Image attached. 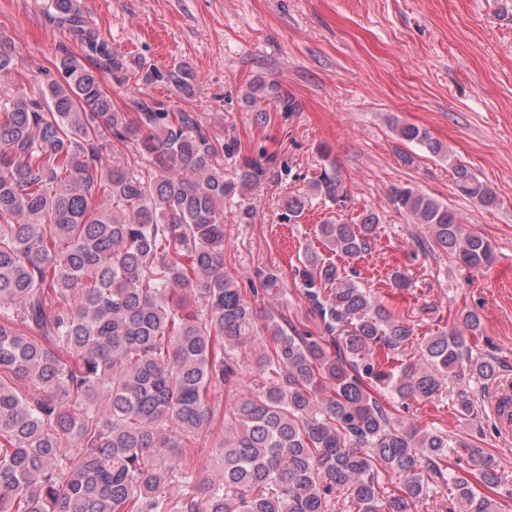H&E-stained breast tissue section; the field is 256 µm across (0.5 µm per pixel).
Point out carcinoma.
Instances as JSON below:
<instances>
[{"label": "carcinoma", "mask_w": 512, "mask_h": 512, "mask_svg": "<svg viewBox=\"0 0 512 512\" xmlns=\"http://www.w3.org/2000/svg\"><path fill=\"white\" fill-rule=\"evenodd\" d=\"M51 7L88 64L63 56L58 77L29 93L0 45V512H336L341 502L414 512L437 498L445 512H499L488 492L507 478L481 449L405 426L374 392L381 386L406 409L440 398L451 378L462 385L460 413L473 415L466 381L495 375L493 360L466 355L480 317L463 314L454 330L418 341L416 362L389 366L375 352L411 343L414 328L353 271L307 250L298 276L315 328L285 313L259 324L224 271V199L259 184L271 160L245 157L227 177L226 146L198 113L145 94L133 111H116L103 74L123 61L75 0ZM154 80L192 92L184 65L144 78ZM269 96L277 112L298 109L263 81L245 103ZM392 130L450 160L461 195L496 204L427 131L397 120ZM128 143L138 159H104ZM310 193L348 201L327 153ZM390 203L460 264L493 262L492 242L448 204L409 186L393 188ZM380 224L367 209L354 224L326 220L318 235L352 259ZM260 287L272 297L284 289L272 270ZM246 364L259 376L252 386ZM221 390L235 401L209 446L217 474L202 485L187 450L212 432L211 394Z\"/></svg>", "instance_id": "1"}]
</instances>
